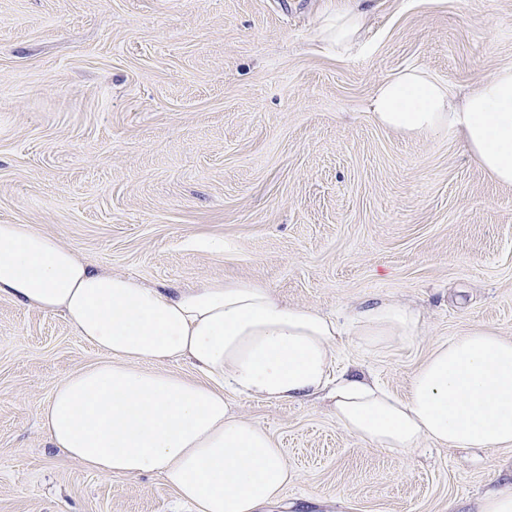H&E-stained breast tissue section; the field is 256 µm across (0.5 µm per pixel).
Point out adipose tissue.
I'll list each match as a JSON object with an SVG mask.
<instances>
[{"label": "adipose tissue", "mask_w": 512, "mask_h": 512, "mask_svg": "<svg viewBox=\"0 0 512 512\" xmlns=\"http://www.w3.org/2000/svg\"><path fill=\"white\" fill-rule=\"evenodd\" d=\"M357 7L327 14L322 36L353 49ZM375 124L410 136L444 132L496 181L512 185V67L464 98L415 68L375 89ZM63 315L104 362L54 388L40 413L50 443L107 476L162 480L191 512H259L288 486L282 449L231 410L236 396L290 404L327 393L337 420L379 448L512 447V337L474 329L438 344L405 395L338 368L349 337L383 352L420 335L412 307L380 302L332 317L250 280L147 285L98 268L55 236L0 224V297ZM187 362L192 375L162 370Z\"/></svg>", "instance_id": "obj_1"}]
</instances>
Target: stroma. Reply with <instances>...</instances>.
Wrapping results in <instances>:
<instances>
[{"instance_id": "35a3bbf8", "label": "stroma", "mask_w": 512, "mask_h": 512, "mask_svg": "<svg viewBox=\"0 0 512 512\" xmlns=\"http://www.w3.org/2000/svg\"><path fill=\"white\" fill-rule=\"evenodd\" d=\"M348 2L0 0V224L149 284L246 279L329 314L410 305L412 342L339 343L400 395L437 343L512 336V185L455 135L368 112L407 68L463 92L512 66V0H368L343 55L319 26ZM103 359L61 315L0 297V512H172L161 480L88 472L39 426L55 385ZM232 408L294 473L266 512H478L512 487V448H378L326 400Z\"/></svg>"}]
</instances>
